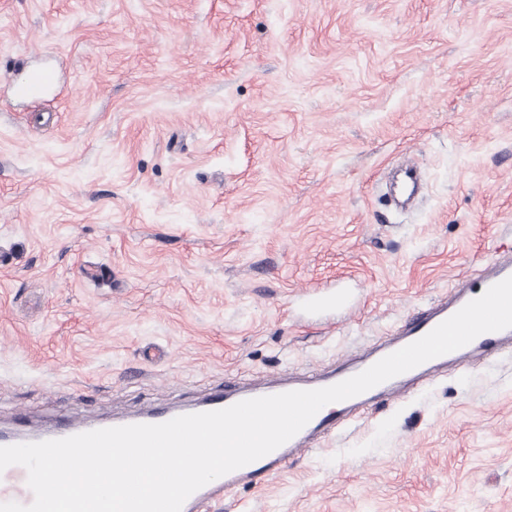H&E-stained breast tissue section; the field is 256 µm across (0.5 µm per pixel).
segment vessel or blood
Returning <instances> with one entry per match:
<instances>
[{
	"label": "vessel or blood",
	"instance_id": "b4317fda",
	"mask_svg": "<svg viewBox=\"0 0 512 512\" xmlns=\"http://www.w3.org/2000/svg\"><path fill=\"white\" fill-rule=\"evenodd\" d=\"M57 80L54 71L49 69H33L27 72L24 82L18 91L22 97L35 100L55 85ZM512 276V258L501 255L496 257L486 268L476 273L475 283H462L449 289L447 296L428 305L415 314L407 317L396 329V337L392 341L379 344L369 351L356 366L341 368L331 376L320 374L310 375L307 389L327 387L365 370L383 357L422 338L441 322L452 316L469 301L482 295L490 286ZM397 379H389L375 390L367 391L350 399L329 404L322 408L311 421L292 439L263 458L237 469L224 477L223 483H210L193 493L184 503L182 512H202L203 508L223 494L225 488L240 483L263 486L269 483L286 465L291 454L299 452L307 445L309 438L328 427L335 425L338 415L343 413L364 414L376 393L392 394L396 391ZM286 385H255L249 383L245 375H237L234 381L224 387L215 389L206 395L201 402L193 405V412H208L229 407L239 401L259 396L274 395L286 392ZM91 426L85 422L74 421L65 425L45 427L35 433H22L1 440L4 445L39 442L59 439L90 431ZM16 502L22 505L31 504L33 493L27 485V471L14 465L0 472V503Z\"/></svg>",
	"mask_w": 512,
	"mask_h": 512
}]
</instances>
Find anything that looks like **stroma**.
Returning a JSON list of instances; mask_svg holds the SVG:
<instances>
[{
    "mask_svg": "<svg viewBox=\"0 0 512 512\" xmlns=\"http://www.w3.org/2000/svg\"><path fill=\"white\" fill-rule=\"evenodd\" d=\"M504 251L512 0H0L2 429L330 371ZM207 512H512V342ZM57 80L54 71L49 69H31L27 72L24 82L19 86L18 92L22 97L35 100L44 95V92L55 85Z\"/></svg>",
    "mask_w": 512,
    "mask_h": 512,
    "instance_id": "1",
    "label": "stroma"
}]
</instances>
